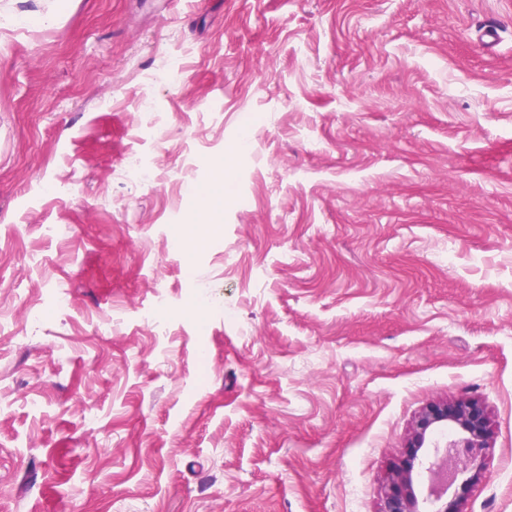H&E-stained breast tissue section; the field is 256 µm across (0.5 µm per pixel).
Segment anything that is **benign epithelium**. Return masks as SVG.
<instances>
[{
	"label": "benign epithelium",
	"mask_w": 512,
	"mask_h": 512,
	"mask_svg": "<svg viewBox=\"0 0 512 512\" xmlns=\"http://www.w3.org/2000/svg\"><path fill=\"white\" fill-rule=\"evenodd\" d=\"M451 425L455 434L444 445L433 441ZM491 431L481 404L469 397L439 401L415 416L402 459L391 470L378 512H464L462 492L485 477L484 451ZM431 474L429 496L416 483Z\"/></svg>",
	"instance_id": "obj_1"
}]
</instances>
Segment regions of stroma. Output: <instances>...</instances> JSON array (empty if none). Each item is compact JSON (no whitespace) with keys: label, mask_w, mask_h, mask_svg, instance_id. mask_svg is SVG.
<instances>
[{"label":"stroma","mask_w":512,"mask_h":512,"mask_svg":"<svg viewBox=\"0 0 512 512\" xmlns=\"http://www.w3.org/2000/svg\"><path fill=\"white\" fill-rule=\"evenodd\" d=\"M463 396L512 512V0H0V512H377Z\"/></svg>","instance_id":"1"}]
</instances>
